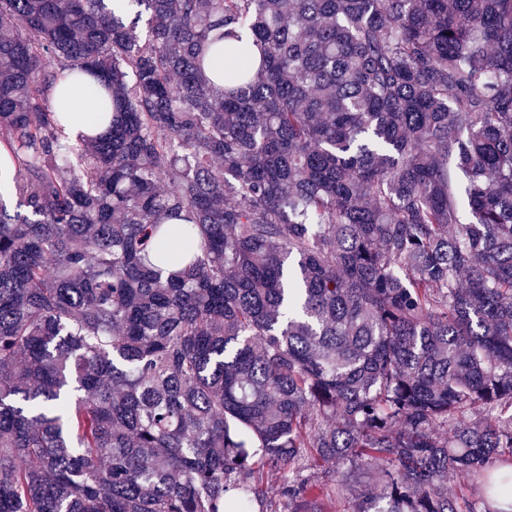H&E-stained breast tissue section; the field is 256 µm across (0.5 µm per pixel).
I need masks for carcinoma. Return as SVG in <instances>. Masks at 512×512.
Listing matches in <instances>:
<instances>
[{"label":"carcinoma","instance_id":"obj_1","mask_svg":"<svg viewBox=\"0 0 512 512\" xmlns=\"http://www.w3.org/2000/svg\"><path fill=\"white\" fill-rule=\"evenodd\" d=\"M110 2L0 0V512H512V0ZM314 478L326 483L330 489L338 480L343 478L344 495L323 497L311 510L316 512H351L348 510V499L355 497L370 489L379 480V473L376 469L356 470L348 473L346 467L336 466V463L326 464L322 469L315 471ZM283 478L280 473L269 474L265 480V487H268L267 493L262 502H254L253 512H283V499L277 494L278 487L282 484Z\"/></svg>","mask_w":512,"mask_h":512}]
</instances>
